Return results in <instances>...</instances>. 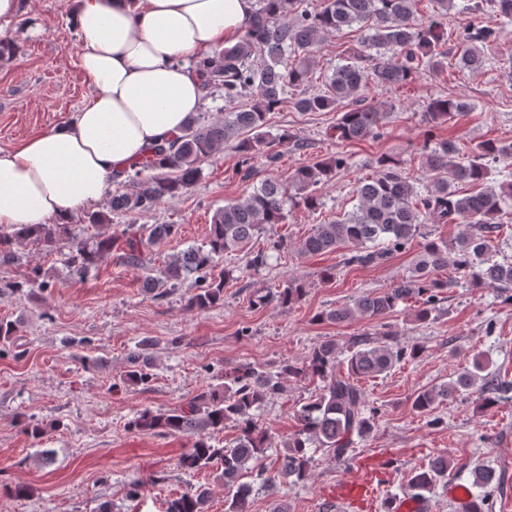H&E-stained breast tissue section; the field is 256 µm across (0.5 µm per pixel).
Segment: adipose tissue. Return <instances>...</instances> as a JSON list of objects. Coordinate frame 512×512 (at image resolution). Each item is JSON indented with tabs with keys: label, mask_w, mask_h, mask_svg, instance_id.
Returning <instances> with one entry per match:
<instances>
[{
	"label": "adipose tissue",
	"mask_w": 512,
	"mask_h": 512,
	"mask_svg": "<svg viewBox=\"0 0 512 512\" xmlns=\"http://www.w3.org/2000/svg\"><path fill=\"white\" fill-rule=\"evenodd\" d=\"M255 0H78L79 67L92 92L72 122L0 149V227L63 224L114 172L178 134L203 104L190 61L244 34Z\"/></svg>",
	"instance_id": "obj_1"
}]
</instances>
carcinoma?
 Wrapping results in <instances>:
<instances>
[{"instance_id": "1", "label": "carcinoma", "mask_w": 512, "mask_h": 512, "mask_svg": "<svg viewBox=\"0 0 512 512\" xmlns=\"http://www.w3.org/2000/svg\"><path fill=\"white\" fill-rule=\"evenodd\" d=\"M419 0H322L312 9L308 0H255V8L241 40L196 62L206 96L224 93V119L206 122L193 115L181 133L171 140L148 148L130 167L112 175L117 185L104 211L90 214L89 227L95 233L78 238L67 224H21L0 232V264L18 261L11 249L16 241H36L48 248L65 241L68 263L83 277L99 261L117 253L128 267L146 268L153 261V249L175 238L177 224H125L106 235L99 231L112 222L111 215L147 214L164 200L174 198L197 183L201 162L225 145L240 156L236 173L248 180L254 174L252 162L264 158L273 163L280 157L274 146L300 149L304 143L289 129L276 134L265 131L266 115L288 101L291 90L298 91L292 101L299 112H332L348 100L353 108L340 114L332 126L336 140L361 141L381 137L389 112L366 103V92L374 85L382 89L409 84L422 75H438L448 65L444 50L445 31L441 16L448 10L472 15L480 9L476 0H435L438 16L418 19ZM360 25L367 30L361 45L346 61L337 65L324 81V88L311 85L316 56L326 36ZM495 28L463 24L457 34L456 67L476 72L486 59L479 44L495 39ZM470 110L463 98L436 96L429 99L425 120L437 127L452 114ZM495 164L512 165V144L493 141L478 143L473 155L464 159L457 149L440 142L429 149L424 166L430 185L420 192L404 162L383 154L376 159L375 176L356 183L355 206L342 216L315 225L301 240L298 253L315 257L351 246L354 252L343 258L346 265L381 267L406 249L419 234L420 227L432 224H463L465 233L448 242L425 238L410 274L391 288L363 294L350 304L338 305L318 315L336 323L358 317L382 318L399 305L417 304L416 320L436 319L442 294L452 281L438 272L453 266L470 288H512V261H499L491 254L493 234L503 227V218L512 214V182L497 183L490 169ZM347 168V158L338 154L313 165H303L284 181L262 180L243 199L226 201L211 219L207 241L190 247L166 262L159 274L145 279V291L154 298L179 288L194 279L187 307L205 310L224 301V277L213 276L225 254L246 247L253 238L286 219L288 206H304L316 211L322 206L316 186L328 182ZM466 182L477 190L460 195L455 185ZM288 248L282 237L267 239V247L250 252L244 272L265 268L272 254ZM41 267L30 268L21 279H1L0 298L20 294L25 289L46 288ZM305 292V283L290 278L278 292L286 308ZM18 323L0 319V345L16 340ZM151 343L140 341L127 357L126 382L145 386L151 380L148 350ZM420 343L401 344L391 332L364 333L351 338L348 354L336 341L315 345L300 363L285 361L276 373L246 365L225 374L224 383L210 387L187 403L168 410L144 409L128 422L136 431L156 435L188 436L191 448L179 459L186 472L209 470L224 482V512H247L252 485L239 481L248 468L269 490L281 483L298 485L310 475L313 448H322L338 461L350 457L357 438L367 437L378 423V409L368 401L362 380L387 375L396 365L420 358ZM487 365L473 361L472 367L455 379L416 394L412 408L427 415L438 405L470 394L480 385L481 408L497 405L512 391V380L501 374L485 373ZM290 378H312L321 383L319 394L301 403L294 411L297 429L281 441V466L273 477L263 464L270 447L267 432L254 412L278 398L283 382ZM237 428L235 439L224 444L215 435L226 423ZM475 510L483 512L492 473L473 470ZM448 480V462L438 457L413 472L407 482L408 494L426 499L437 484ZM210 487L206 484L166 502L165 512H208Z\"/></svg>"}]
</instances>
